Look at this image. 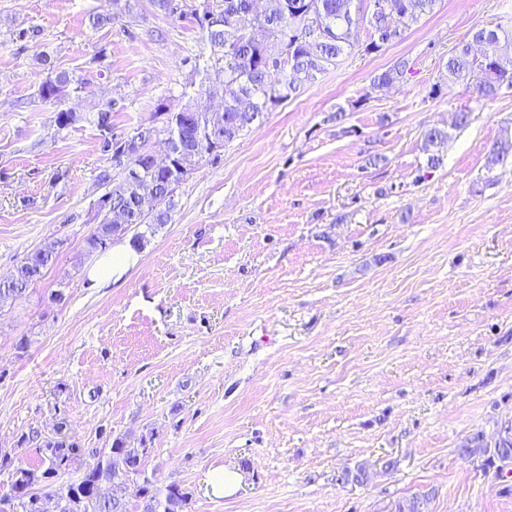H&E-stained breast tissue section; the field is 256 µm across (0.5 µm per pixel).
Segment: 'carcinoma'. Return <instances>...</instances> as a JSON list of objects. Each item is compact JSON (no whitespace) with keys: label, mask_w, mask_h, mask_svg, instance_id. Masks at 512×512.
<instances>
[{"label":"carcinoma","mask_w":512,"mask_h":512,"mask_svg":"<svg viewBox=\"0 0 512 512\" xmlns=\"http://www.w3.org/2000/svg\"><path fill=\"white\" fill-rule=\"evenodd\" d=\"M263 11L256 0H205L202 12L195 14L204 33L211 55L208 61L221 66L224 82L209 87L211 95H219L223 109L202 112L191 104L177 112L157 107L162 126H139L134 134L124 137L112 132V106L96 113L93 119L99 131L101 151L110 156L117 173L102 175L109 190L99 201L103 217L86 238L89 251L107 245L119 226L113 214L123 216V223L153 227L171 220V207L176 187L185 180L195 164L224 149L260 122L268 109L337 65L345 50L358 43V29L368 25L375 39L364 44V52L373 53L399 40L403 32L432 13L438 0H381L373 7L364 0H269ZM486 47L487 62L476 59L472 45ZM512 31L497 23L471 33L460 42L446 63L442 83H468L479 101L495 99L502 90H512ZM290 61L289 82L279 87L271 80L272 69L266 61L281 53ZM407 63L399 62L374 78V85H392L401 81ZM71 85L69 75L60 71L43 81L37 89L43 101H60ZM159 133L167 135L169 165L152 160L149 143ZM451 134L440 127H428L422 133V151L426 165L441 163V148ZM512 155V137L496 140L489 148L487 167L493 170ZM55 247L36 249L23 259L13 277L0 282V300L22 297L29 285L41 278L43 270L54 260ZM24 440L36 445L43 454L41 466L16 467L8 491L0 494V512H35L34 502L54 497L60 508L56 512H183L189 493L178 484L167 486L164 498H158L154 482L144 477L136 488L139 501L136 511L123 495H105L101 485L115 484L127 478L132 466L145 469L147 448H130L116 438L109 453L93 450L94 462L81 474L72 476L78 448L60 437H44L33 431ZM458 456L468 460L486 456L485 465L512 460V432L488 445L484 435L474 434L457 449Z\"/></svg>","instance_id":"obj_1"}]
</instances>
